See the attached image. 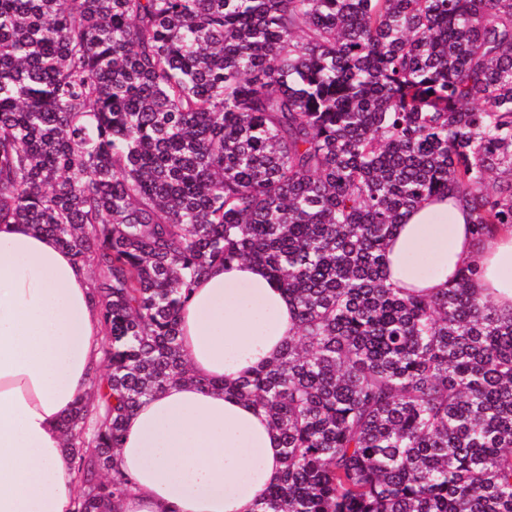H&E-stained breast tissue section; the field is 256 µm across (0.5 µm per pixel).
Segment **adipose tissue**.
Returning a JSON list of instances; mask_svg holds the SVG:
<instances>
[{
  "label": "adipose tissue",
  "instance_id": "ef3b65f1",
  "mask_svg": "<svg viewBox=\"0 0 512 512\" xmlns=\"http://www.w3.org/2000/svg\"><path fill=\"white\" fill-rule=\"evenodd\" d=\"M464 203L421 200L387 248L395 287L429 294L475 269L473 293L512 313V228L475 238ZM196 383L171 385L127 418L121 512H253L277 482L282 450L264 410L220 389L281 353L296 333L292 302L258 263L212 271L181 312ZM103 358L86 270L48 235L0 224V512H68L73 463L62 421Z\"/></svg>",
  "mask_w": 512,
  "mask_h": 512
}]
</instances>
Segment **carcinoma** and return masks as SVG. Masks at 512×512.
<instances>
[{
	"instance_id": "1",
	"label": "carcinoma",
	"mask_w": 512,
	"mask_h": 512,
	"mask_svg": "<svg viewBox=\"0 0 512 512\" xmlns=\"http://www.w3.org/2000/svg\"><path fill=\"white\" fill-rule=\"evenodd\" d=\"M448 193L512 226V0H0V224L99 271L70 512H119L125 420L191 380L181 310L235 260L298 322L221 383L283 448L254 512H512V315L466 274L387 284L395 225Z\"/></svg>"
}]
</instances>
